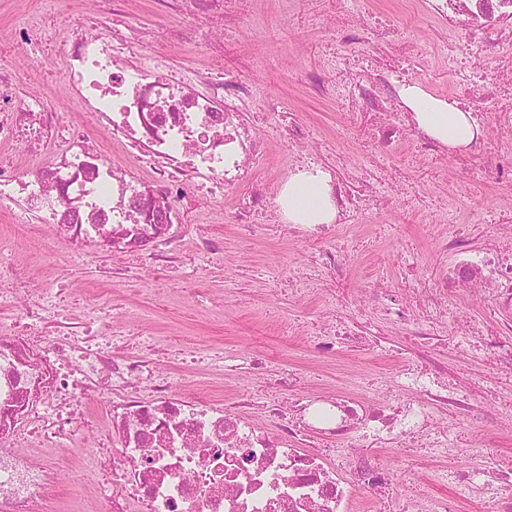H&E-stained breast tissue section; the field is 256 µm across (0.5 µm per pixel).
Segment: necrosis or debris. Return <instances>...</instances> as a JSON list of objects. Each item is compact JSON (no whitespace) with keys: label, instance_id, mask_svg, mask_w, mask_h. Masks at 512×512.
Here are the masks:
<instances>
[{"label":"necrosis or debris","instance_id":"necrosis-or-debris-1","mask_svg":"<svg viewBox=\"0 0 512 512\" xmlns=\"http://www.w3.org/2000/svg\"><path fill=\"white\" fill-rule=\"evenodd\" d=\"M88 9L78 23L57 30L31 15L15 43L37 34L54 45L51 65L60 66L68 98L80 103L93 124L120 142L149 178L136 184L127 167L94 147L83 130H60L51 104L39 90H25L21 73L0 72V142L25 141L33 158L24 168L0 161V213L19 223L51 229L82 258L102 246L113 254L141 251L166 264L181 260L171 229L180 221L184 193L194 187L213 197L238 191L264 141L245 120L244 108L260 96L255 84L226 79L209 69H171L144 53L149 33L133 20ZM166 11H204L207 27L189 42H202L215 57L224 55L225 29L240 17L225 0H158ZM423 13L440 35L452 62L458 104L490 103L496 122L512 135V0H421ZM336 100L347 105L356 129L371 145L395 151L409 139L425 152L442 147L424 131L403 127L402 72L376 55L334 53ZM454 160L481 178L512 185V150L492 147L477 136ZM335 224H296L297 235L323 249L298 275L303 291L335 278L345 261L335 227L356 223L375 208L379 196L356 168L330 170ZM239 193V191H238ZM268 216L261 193H239L235 221L258 224ZM454 263L437 281L409 268L400 298L379 301L392 324L419 336L437 335L448 314L452 291L469 288L490 296L496 308L512 310V248L477 250L468 238L444 235L437 244ZM59 317L47 289H29L13 330L0 333V512H77L76 502L58 499L62 465L40 450L63 439L77 444L94 417L88 398L102 402L112 424L110 439L86 449L84 463L97 475L100 512H361L362 493L374 497L376 512H456L464 493L485 512H512L503 497L512 461L480 449L481 467L439 473L446 491L420 500L401 499L399 472H418L420 448L456 455L442 416L495 423L512 419L476 412L471 390L430 364L422 348L395 373L400 398L373 402L340 390L298 396L307 379L296 368L282 369L279 383L295 392L288 405L268 406L267 423L243 415L239 407L190 401L175 395L170 379L139 358L117 359L120 340L96 331L98 305L85 311V332L49 339L47 325ZM363 347L368 332L354 318L317 332L314 348L338 353L342 344ZM30 437L31 452L19 449ZM323 438L338 440L320 447ZM385 448L401 458L394 471L372 462L369 451Z\"/></svg>","mask_w":512,"mask_h":512}]
</instances>
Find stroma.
Listing matches in <instances>:
<instances>
[{
	"mask_svg": "<svg viewBox=\"0 0 512 512\" xmlns=\"http://www.w3.org/2000/svg\"><path fill=\"white\" fill-rule=\"evenodd\" d=\"M79 2L24 0L13 12L0 13V30L24 26L31 11L40 12L55 27L67 26L78 19ZM119 9L149 31H179L194 24L188 16L158 13L151 0H122ZM235 9L242 21L224 37L223 66L262 88V97L248 106L247 118L268 144L262 162L247 176L250 187L262 191L268 202L276 201L288 158L277 115L290 111L309 128L312 147L326 163L342 157L354 167L388 166L399 177L409 176L428 211L442 210L448 202L465 210L476 227L474 246L500 240L499 228L487 218L497 210L512 211V187L487 180L475 190L464 173L443 180L445 161L413 146L383 160L350 131L348 116L335 99L316 96L309 84L312 76L324 74L342 26L366 28L383 14L389 19L391 42L416 45L422 53L421 67L412 72L414 82L436 97H447L453 89L448 53L432 35L419 0H236ZM146 51L182 69L214 64L205 49L177 39L156 41ZM50 56V47L35 40L0 55V71H24L28 85L52 90L51 107L59 120L86 124V112L64 95L60 73L49 67ZM377 189L387 200L384 208L358 223L343 225L339 241L347 254L340 285L357 315L382 332L380 350L345 348L332 357L314 351L315 328L332 318L336 305L326 292L295 295L280 275L283 268L304 267L315 256L317 244L298 238L281 224L271 229L239 227L233 222L234 199L229 195L213 199L191 194L177 227L182 261L162 276L156 275L146 256L130 255L124 259L126 276L109 277L103 271L105 252L83 263L70 262L64 242L47 233L26 237L10 219L1 217L0 254L15 261L29 285L52 281L65 323L79 325L87 305L102 304V323L116 325L130 336L129 343L118 348L119 357L147 358L153 367L170 373L176 392L185 399L229 404L244 393L256 402L287 400V390L275 387L273 381L280 365L289 364L306 372V392H327L351 382L360 385L364 398L384 401L395 397L393 376L420 339L405 327L387 323L365 299L376 281L399 287V272L409 261H419L426 276H434L445 261L436 251L444 227L416 214L397 180L378 183ZM203 238L219 241L220 252L200 255L197 243ZM456 307L461 320L449 322L445 340L435 342V363L471 386L480 407L494 410L499 398L512 394V376L499 370L478 344L480 333L493 327L498 313L491 302L466 291L458 295ZM183 341L203 354L223 353L231 376L219 370L184 374L175 364ZM445 425L461 455L450 460L428 453L425 470L408 478L406 492L417 497L442 492L435 472L450 465L474 466L464 450L475 444H489L512 458V427L484 429L452 416ZM55 451L65 461L60 480L64 497H79L85 512H98L95 487L78 470L81 449L62 442Z\"/></svg>",
	"mask_w": 512,
	"mask_h": 512,
	"instance_id": "obj_1",
	"label": "stroma"
}]
</instances>
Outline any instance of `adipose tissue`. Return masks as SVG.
I'll return each mask as SVG.
<instances>
[{
  "label": "adipose tissue",
  "mask_w": 512,
  "mask_h": 512,
  "mask_svg": "<svg viewBox=\"0 0 512 512\" xmlns=\"http://www.w3.org/2000/svg\"><path fill=\"white\" fill-rule=\"evenodd\" d=\"M400 96L412 110L418 128L448 149L465 148L480 133V125L472 113L430 95L419 85L401 88ZM329 181V175L317 167L289 173L276 199L285 220L291 224L333 223L336 207L330 195Z\"/></svg>",
  "instance_id": "adipose-tissue-1"
}]
</instances>
